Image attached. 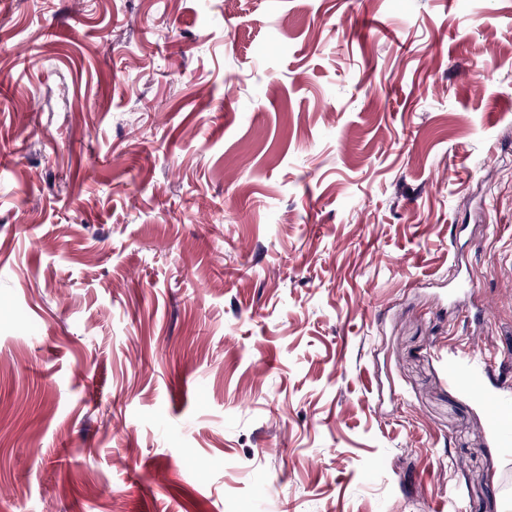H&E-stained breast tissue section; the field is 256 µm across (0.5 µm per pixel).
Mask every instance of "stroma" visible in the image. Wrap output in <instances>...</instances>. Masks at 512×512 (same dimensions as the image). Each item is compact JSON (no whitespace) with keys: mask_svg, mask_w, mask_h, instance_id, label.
I'll use <instances>...</instances> for the list:
<instances>
[{"mask_svg":"<svg viewBox=\"0 0 512 512\" xmlns=\"http://www.w3.org/2000/svg\"><path fill=\"white\" fill-rule=\"evenodd\" d=\"M0 512H512V0H0Z\"/></svg>","mask_w":512,"mask_h":512,"instance_id":"obj_1","label":"stroma"}]
</instances>
